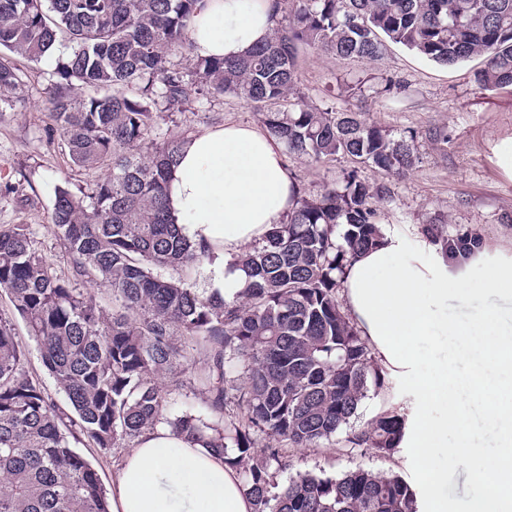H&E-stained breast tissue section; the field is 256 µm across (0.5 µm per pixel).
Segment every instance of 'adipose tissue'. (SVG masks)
<instances>
[{
    "mask_svg": "<svg viewBox=\"0 0 512 512\" xmlns=\"http://www.w3.org/2000/svg\"><path fill=\"white\" fill-rule=\"evenodd\" d=\"M275 0H201L190 21L195 55L235 58L269 38ZM298 187L281 143L236 123L191 135L167 184L171 216L193 243L214 257L212 291L224 298L244 286L231 258L261 242L293 207ZM344 310L378 366L404 376L415 401L402 447L421 481L424 512H448L446 470L435 450L476 463L484 486L470 512H512V247L447 251L422 235L383 231L373 249L355 255L341 280ZM478 302L480 316L457 321L449 301ZM458 339L436 349L429 373L418 371L421 344ZM481 404L501 435L497 452L470 445L469 404ZM466 443L448 446L449 432ZM112 512H254L238 471L223 455L176 436L163 424L141 435L114 466Z\"/></svg>",
    "mask_w": 512,
    "mask_h": 512,
    "instance_id": "adipose-tissue-1",
    "label": "adipose tissue"
}]
</instances>
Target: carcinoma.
Instances as JSON below:
<instances>
[{"mask_svg":"<svg viewBox=\"0 0 512 512\" xmlns=\"http://www.w3.org/2000/svg\"><path fill=\"white\" fill-rule=\"evenodd\" d=\"M198 2L0 0V112L22 85L15 58L39 61L63 41L48 110L73 165L110 166L88 193L55 187L50 229L73 278L52 271L26 225H0V288L71 408L26 372L0 316V512H109L97 472L68 435L108 453L160 423L242 470L254 512H418L394 474L305 473L279 488L272 472L284 448L317 447L348 424L368 381L385 383L336 299L349 259L379 240L384 196L353 172L315 198L297 195L283 222L230 262L245 275L240 295L204 296L185 277L211 255L181 234L166 201L184 138L157 133L154 108L186 97L184 72L170 62L179 54L207 92L267 108L265 127L289 154L344 155L404 176L417 160L414 140L294 95L298 45L372 60L388 40L447 66L478 57L480 89L512 86V0H277L271 36L236 59L194 55ZM77 86L93 94L77 97ZM79 281L106 287L112 308ZM189 349L207 356L193 379L205 413L167 417L160 379ZM404 421L375 416L348 436L350 451L391 456Z\"/></svg>","mask_w":512,"mask_h":512,"instance_id":"obj_1","label":"carcinoma"}]
</instances>
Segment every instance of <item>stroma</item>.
Returning <instances> with one entry per match:
<instances>
[{"label":"stroma","instance_id":"stroma-1","mask_svg":"<svg viewBox=\"0 0 512 512\" xmlns=\"http://www.w3.org/2000/svg\"><path fill=\"white\" fill-rule=\"evenodd\" d=\"M57 55L38 62L24 59L21 100L0 113V225H27L35 246L58 277L72 275L71 259L49 229L54 190L69 182L89 189L103 172L71 166L59 133L47 111ZM479 60L444 66L402 45L386 43L373 61L343 60L316 47L298 48L295 86L311 104L337 111L350 109L381 126L392 136H415L418 162L402 178L372 166L336 157L319 162L288 156V171L302 194L314 196L323 186L356 172L371 189H387L378 207L379 225L430 240L472 241L478 246L512 244V179L496 163L495 148L512 137V87L480 90L474 81ZM159 131L167 137L194 135L227 123L262 127L254 104L229 95L205 97L196 86L179 110L159 111ZM0 316L9 318L26 350L25 369L59 406L67 398L45 371L38 347L24 321L13 315L7 293L0 289ZM196 351L184 364L179 380L164 379L167 414L202 412V397L189 385V375L201 366ZM411 392L403 377H387L384 386L370 388L348 427L317 448H290L276 472L278 483L300 473L335 477L363 467L395 472L417 485L416 468L400 455L378 457L371 452L347 453L345 439L378 413L409 408ZM447 477L448 512H469L479 489L476 467L465 458L439 455Z\"/></svg>","mask_w":512,"mask_h":512}]
</instances>
